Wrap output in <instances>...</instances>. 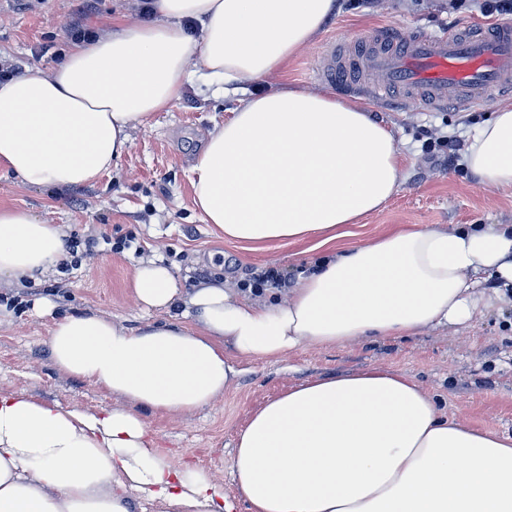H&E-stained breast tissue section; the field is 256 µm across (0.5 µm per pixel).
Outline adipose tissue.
Instances as JSON below:
<instances>
[{"label": "adipose tissue", "mask_w": 512, "mask_h": 512, "mask_svg": "<svg viewBox=\"0 0 512 512\" xmlns=\"http://www.w3.org/2000/svg\"><path fill=\"white\" fill-rule=\"evenodd\" d=\"M150 21H113L45 69L0 83V167L27 185L83 186L130 132L168 111L194 76L239 100L193 166L203 221L248 245L321 236L331 251L269 304L221 282L180 287L148 260L138 304L172 323L132 329L89 310L53 321L62 374L119 400L97 412L0 391V512H231L202 469L174 465L145 414L182 417L233 388L240 358L408 336L512 296V224L389 231L334 248L404 180L390 130L359 104L283 81L335 0H153ZM463 165L512 188V103L468 136ZM67 255L62 225L0 205V287L40 282ZM494 292H486L489 280ZM249 512H512V438L445 413L400 371L291 387L259 407L232 455Z\"/></svg>", "instance_id": "adipose-tissue-1"}]
</instances>
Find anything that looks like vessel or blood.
Here are the masks:
<instances>
[{
  "label": "vessel or blood",
  "mask_w": 512,
  "mask_h": 512,
  "mask_svg": "<svg viewBox=\"0 0 512 512\" xmlns=\"http://www.w3.org/2000/svg\"><path fill=\"white\" fill-rule=\"evenodd\" d=\"M314 74L373 101L477 107L512 93V22L441 34L394 26L325 45Z\"/></svg>",
  "instance_id": "obj_1"
}]
</instances>
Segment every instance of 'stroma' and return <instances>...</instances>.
Returning a JSON list of instances; mask_svg holds the SVG:
<instances>
[{"instance_id": "35a3bbf8", "label": "stroma", "mask_w": 512, "mask_h": 512, "mask_svg": "<svg viewBox=\"0 0 512 512\" xmlns=\"http://www.w3.org/2000/svg\"><path fill=\"white\" fill-rule=\"evenodd\" d=\"M483 0H340L341 10L291 65L288 78L319 90L314 77L322 47L362 38L387 25L426 32L485 22ZM71 0H0V67L14 74L46 68L72 46ZM234 97H214L194 78L168 111L131 132V145L96 183L45 189L0 171V203L62 225L68 237L87 242L80 265L41 283L10 289L8 322L0 324V389L23 390L91 412L110 408L112 396L88 380L60 373L45 340L54 316L97 309L138 329L165 322L164 313L139 306L132 279L137 266L154 259L186 288L200 276L238 288L246 274L275 267L288 277L310 269L323 255L317 238L302 243L245 246L224 239L204 223L192 203L193 165L206 135L232 116ZM496 101L457 109L422 110L414 104L366 103L375 121L393 130L404 153L405 181L385 207L348 227L337 241L347 248L394 226L512 224V188L481 185L462 166H433L427 158L442 137L465 139L490 117ZM131 239L115 252L113 243ZM56 304L53 316L33 311L34 299ZM236 386L185 417L147 416L160 447L203 469L225 494L235 492L230 459L252 413L289 387L369 369L413 376L449 414L473 426L512 436V306L488 308L470 320L429 328L412 336L358 341L336 347H303L279 360H246Z\"/></svg>"}]
</instances>
